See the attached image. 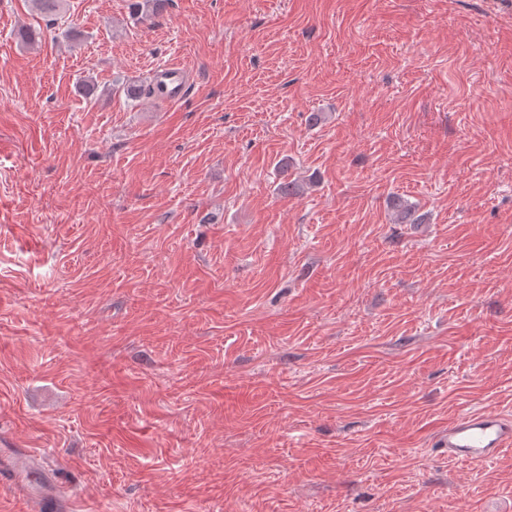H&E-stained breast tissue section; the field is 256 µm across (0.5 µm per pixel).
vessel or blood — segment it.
<instances>
[{
  "mask_svg": "<svg viewBox=\"0 0 512 512\" xmlns=\"http://www.w3.org/2000/svg\"><path fill=\"white\" fill-rule=\"evenodd\" d=\"M187 69L170 64L158 71L167 99L179 101L187 91ZM449 458L471 465H482L503 449L512 447V416L496 411L467 412L449 423L442 438ZM33 463L24 453L0 457V477L17 483L32 512H70L71 500L47 479L35 478Z\"/></svg>",
  "mask_w": 512,
  "mask_h": 512,
  "instance_id": "b4317fda",
  "label": "vessel or blood"
}]
</instances>
